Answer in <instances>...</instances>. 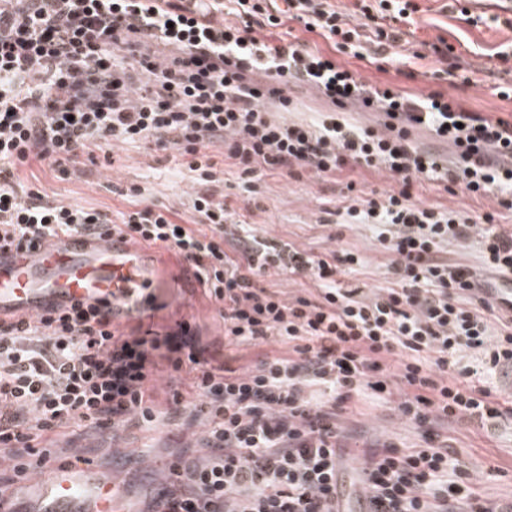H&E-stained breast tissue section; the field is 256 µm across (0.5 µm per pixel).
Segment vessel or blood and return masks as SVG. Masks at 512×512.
Here are the masks:
<instances>
[{"label":"vessel or blood","mask_w":512,"mask_h":512,"mask_svg":"<svg viewBox=\"0 0 512 512\" xmlns=\"http://www.w3.org/2000/svg\"><path fill=\"white\" fill-rule=\"evenodd\" d=\"M156 275L146 253L115 233L66 236L25 254L2 252L0 317L96 301L118 324L145 312ZM45 485L59 512H120L118 483L87 463L47 477Z\"/></svg>","instance_id":"b4317fda"}]
</instances>
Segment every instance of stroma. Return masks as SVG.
<instances>
[{"label": "stroma", "instance_id": "1", "mask_svg": "<svg viewBox=\"0 0 512 512\" xmlns=\"http://www.w3.org/2000/svg\"><path fill=\"white\" fill-rule=\"evenodd\" d=\"M417 10L412 40L419 45L420 58L403 64L401 73L379 72L374 64L339 52L337 62L346 64L366 83L391 82L418 94L441 91L463 100L466 106L490 118L512 116V74L497 70L495 54L512 42V0H414ZM445 39L455 49L459 69L443 73V65L431 50L432 43ZM414 79H407V72ZM291 104L277 113L287 123L310 122L332 112L329 100L312 88L292 84L288 87ZM218 180L210 184L212 192L223 195L234 219L245 221L247 234L274 239L310 254L351 250L363 259L359 266H342L340 278L372 291L390 287L393 278L392 255L367 224L348 223L342 203V186L307 173L300 178L273 174L267 176L261 192L254 198L241 195L232 160L224 156L222 143L210 146ZM113 165H86L70 178L59 179L52 167L36 162L18 169L15 179L21 189H37L47 199L65 204L94 207L118 213L129 210L123 190L139 185L145 196L168 207L181 224L197 221L192 200L199 190L189 177L178 174L171 154L154 152L124 143L112 146ZM412 200L473 216L494 214L502 229H512V211L498 206L494 196L473 198L461 187L445 190L427 181L413 184ZM159 265V280L154 292L151 314L143 326L164 333L187 322L195 332L205 355L212 363L242 370L257 357L259 350H279L277 342L263 348L228 346L224 343V321L218 304L207 294L191 268L171 249L149 247ZM137 320L125 322L126 330H138ZM348 443L358 446L385 438L411 444L417 441L414 429L402 424L388 404L376 401L348 407L339 418ZM207 429L205 423L185 426L161 423L147 430L130 424L115 434H102L89 424L73 420L47 438L36 441V448L49 449L51 459L33 478L14 481L9 460L0 459V493L8 495L14 512H33L40 498L38 478L57 473L60 466L75 458L117 475L127 499L144 512L149 500L157 496L170 479L171 465L186 450L199 449ZM454 437L460 460L473 469L486 494L502 504L512 503V422L502 423L493 434L479 426L463 424Z\"/></svg>", "mask_w": 512, "mask_h": 512}]
</instances>
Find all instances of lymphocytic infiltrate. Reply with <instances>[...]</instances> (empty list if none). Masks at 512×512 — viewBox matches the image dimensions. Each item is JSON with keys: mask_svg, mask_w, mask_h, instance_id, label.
<instances>
[{"mask_svg": "<svg viewBox=\"0 0 512 512\" xmlns=\"http://www.w3.org/2000/svg\"><path fill=\"white\" fill-rule=\"evenodd\" d=\"M0 0V251L20 253L77 233L118 232L176 251L224 306V343L287 345L260 354L243 371L207 359L189 324L177 331L127 333L100 306L74 305L38 316L0 319V448L27 479L34 441L79 419L99 430L126 423L153 429L161 420H203L206 463L184 457L148 512H507L476 488L461 467L448 423L496 427L512 419V400L487 386L489 373L512 374V319L463 265L439 259L443 245L483 238L482 262L512 273V231L493 214L411 203L423 177L462 185L472 196L497 194L512 209V120H491L434 91L418 96L360 80L308 42L278 28L301 23L326 41L342 39L350 55L384 63L400 56L411 0L361 4L350 24L330 0ZM231 10L236 21L218 20ZM391 14L394 24L376 25ZM153 43L173 46L157 59ZM263 81H255V74ZM316 88L336 107L359 97L399 119L379 136L338 119L288 124V82ZM435 128L458 150L455 169L414 149L407 130ZM172 151L199 183L213 182L208 148L224 144L244 191L266 176L345 168H387L399 189L353 195L345 208L373 226L391 251L395 285L365 293L338 279L352 252L313 255L242 234L223 201L196 195L198 226L179 224L141 187L126 189L131 210L112 215L19 191L15 170L49 162L61 175L87 163L111 165L113 142ZM301 277L316 292L283 297L266 277ZM474 361L462 363L460 352ZM167 362L190 368L198 403L172 386L158 409L150 385ZM390 400L418 442L391 439L345 446L337 420L352 398Z\"/></svg>", "mask_w": 512, "mask_h": 512, "instance_id": "1", "label": "lymphocytic infiltrate"}]
</instances>
